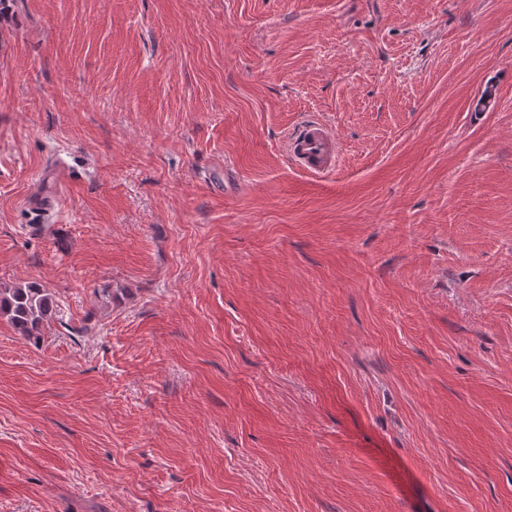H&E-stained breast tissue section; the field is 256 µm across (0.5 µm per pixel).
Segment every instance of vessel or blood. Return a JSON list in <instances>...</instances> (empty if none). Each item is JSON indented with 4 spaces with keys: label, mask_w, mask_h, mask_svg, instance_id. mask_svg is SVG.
<instances>
[{
    "label": "vessel or blood",
    "mask_w": 512,
    "mask_h": 512,
    "mask_svg": "<svg viewBox=\"0 0 512 512\" xmlns=\"http://www.w3.org/2000/svg\"><path fill=\"white\" fill-rule=\"evenodd\" d=\"M286 151L295 166L315 176L329 173L337 165L335 134L320 120H307L293 129Z\"/></svg>",
    "instance_id": "vessel-or-blood-1"
}]
</instances>
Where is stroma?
I'll list each match as a JSON object with an SVG mask.
<instances>
[{
  "label": "stroma",
  "mask_w": 512,
  "mask_h": 512,
  "mask_svg": "<svg viewBox=\"0 0 512 512\" xmlns=\"http://www.w3.org/2000/svg\"><path fill=\"white\" fill-rule=\"evenodd\" d=\"M30 281L0 512H512V0H5ZM285 145L293 164L311 175L326 174L336 168L335 134L323 121H304L292 130ZM54 294L32 281L0 288V317H5L23 337L37 342L55 314Z\"/></svg>",
  "instance_id": "1"
}]
</instances>
